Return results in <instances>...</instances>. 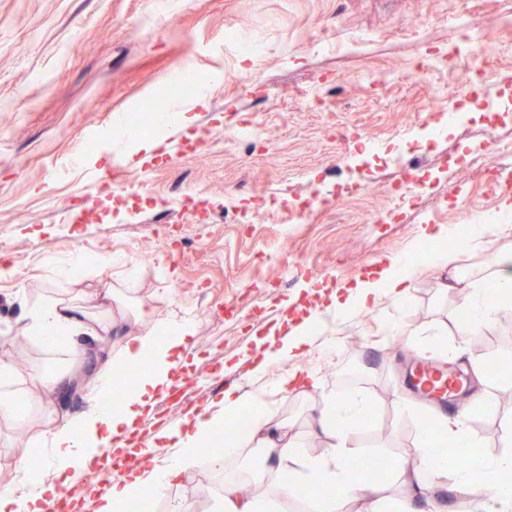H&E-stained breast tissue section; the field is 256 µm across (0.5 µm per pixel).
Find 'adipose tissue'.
I'll use <instances>...</instances> for the list:
<instances>
[{
  "label": "adipose tissue",
  "mask_w": 512,
  "mask_h": 512,
  "mask_svg": "<svg viewBox=\"0 0 512 512\" xmlns=\"http://www.w3.org/2000/svg\"><path fill=\"white\" fill-rule=\"evenodd\" d=\"M418 269L401 257L391 256L378 260L374 276L357 281L354 291L344 295L331 294L324 309L314 311L312 316L289 332H280L271 327V341L262 358L263 363L292 359L302 348L310 332L327 327L337 314L347 313L367 302L388 296L394 303L404 304L410 300V286ZM495 290L465 282H458V295L468 310L471 333L488 330L493 321L495 308L491 295L503 301L512 300V248L504 247L494 255ZM28 327L40 336L44 344H53L58 337L69 340L70 353L75 360H82L88 351L85 337L95 335L96 330L73 305L53 302L28 310L25 314ZM144 324L139 335L128 338L115 358L101 362L95 378L96 388H104L113 365L123 368H141L142 374L135 389L128 392L121 403L111 411L94 410L82 418L64 425L53 424L57 411L54 393L61 385L60 379L44 372L29 374L27 385L31 390L44 392L45 400L40 408L47 423L37 438V445L49 449L50 459L57 471L65 473L68 480H78L94 448L107 445L113 436L133 428L149 404L154 390L167 381L173 366L171 357L193 334L190 320L153 322L149 312L140 311ZM260 397L233 390L224 394V410L214 413L203 410L183 422L167 426L160 431L162 439L173 441L180 447V454L167 466L146 465L126 482L113 485L109 495L102 497L96 512H118L121 502L129 498L149 499L164 493L188 470L204 465L214 470L224 467L225 458L235 456L241 448L254 446L263 449L266 455L275 457L277 470V495L281 501L299 499L302 490L308 489L313 477H321L325 492L311 498L310 512H343L347 503H362L366 512H376L383 499V489L376 483L357 477L351 466L347 450V432L358 427L368 417L369 401L359 393L349 391L328 399L318 408L315 421L319 429L330 436L331 443L320 455L299 456L295 446L286 441L279 424H272L262 412ZM256 407L250 431L243 436L228 437L224 450L208 457H199L196 446L206 444L214 427L224 418L232 416L246 407ZM494 471L497 474L512 472V454L495 459L478 457L467 468L438 461L435 451L428 444H420L413 458L397 462L393 467V478L403 489L398 512H420L418 498L428 496L430 477L448 476L453 480L454 491L464 505L478 504L480 512H512V484L480 480V473Z\"/></svg>",
  "instance_id": "obj_1"
}]
</instances>
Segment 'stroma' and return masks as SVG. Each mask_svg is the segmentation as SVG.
I'll use <instances>...</instances> for the list:
<instances>
[{"instance_id": "1", "label": "stroma", "mask_w": 512, "mask_h": 512, "mask_svg": "<svg viewBox=\"0 0 512 512\" xmlns=\"http://www.w3.org/2000/svg\"><path fill=\"white\" fill-rule=\"evenodd\" d=\"M176 14L158 0H0V238L11 246L0 261L15 279L0 281V360L15 364L12 384L0 386V486L17 483L16 460L28 452L27 474L50 471L45 450L26 449L25 437L41 428L39 398L27 393L30 372L73 375L70 401L58 402L60 420L91 411V383L98 361L116 354L119 339L91 344L84 362L72 363L67 348L44 345L18 321L48 300L81 303L86 294L111 290L113 316L124 318L126 335L147 309L158 321L190 319L194 334L181 349L172 379L195 378L203 362L220 364L219 379L205 383L198 406L220 408L232 387L263 390L272 420L287 425L300 453L320 454L330 443L312 416L332 395L364 393L374 411L349 435L351 454L410 457L421 442L437 444L436 430L422 420L439 410L404 387L407 370L427 359V342L441 336L451 360L466 373L461 402H472L471 437L484 457L501 456L511 443L512 377L487 379L484 358L512 359V305L498 309L492 327L468 335L457 323L460 300L444 290L451 278L488 284L492 258L512 244V231L488 232L457 252L450 270L428 266L438 242L421 238L427 224L459 230L499 204L496 189L466 165L485 142L512 140V27L482 32L483 56L466 66L501 70L492 91L502 111L449 118L437 111L444 70L416 85L408 77L417 44L446 53L474 11H496L498 0H178ZM235 32L264 46L261 60L244 65ZM390 70L395 80L367 88V73ZM197 77V102L173 101L170 82L184 72ZM167 108L166 128L150 122L134 129L113 125L115 116ZM194 114L190 127L174 115ZM262 126L276 157L267 162L225 142L241 120ZM157 136L143 159L138 141ZM127 142L124 159L114 139ZM189 148L168 160L173 139ZM423 157L428 168L422 204L391 197L382 185L395 170L390 158ZM118 172L139 193L131 207L115 212L110 190L98 174ZM368 184L359 199L340 201L337 185ZM322 191L329 201L300 215L288 201ZM401 213L387 223L389 210ZM112 255L113 265H92L84 275L64 276L75 254ZM402 255L421 269L412 300L401 306L380 298L368 308L337 316L289 361L266 368L267 385L254 372L260 359L259 328L283 316L286 303L304 299L308 282L329 288L355 285L375 260ZM403 324L404 335L386 334ZM348 337L355 353L329 357L333 342ZM316 373L317 386L278 391L283 372ZM276 463L259 448H244L223 472L199 467L154 499L149 512H176L193 500L208 478L219 495L225 474L271 494ZM51 473L56 494H67L63 474Z\"/></svg>"}]
</instances>
